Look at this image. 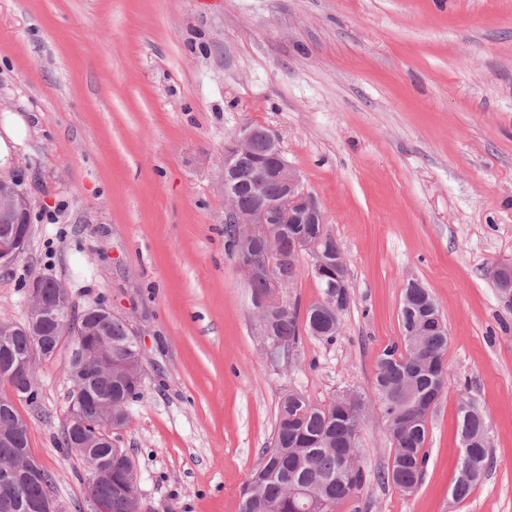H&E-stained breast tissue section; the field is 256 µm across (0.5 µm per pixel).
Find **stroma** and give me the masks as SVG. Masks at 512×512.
Wrapping results in <instances>:
<instances>
[{"label":"stroma","mask_w":512,"mask_h":512,"mask_svg":"<svg viewBox=\"0 0 512 512\" xmlns=\"http://www.w3.org/2000/svg\"><path fill=\"white\" fill-rule=\"evenodd\" d=\"M10 116L24 132L0 172L32 223L0 266V320L24 323L50 277L128 322L144 379L112 444L136 462L139 512H239L288 389L373 399L414 278L448 328L427 463L410 494L375 480L393 445L370 411L371 478L336 512H512V308L493 278L512 262V0H0ZM247 126L277 135L347 265L335 340L303 338L286 362L224 247V143ZM69 356L36 360V396L15 406L63 512H88L85 464L60 448ZM465 396L492 457L459 501Z\"/></svg>","instance_id":"35a3bbf8"}]
</instances>
